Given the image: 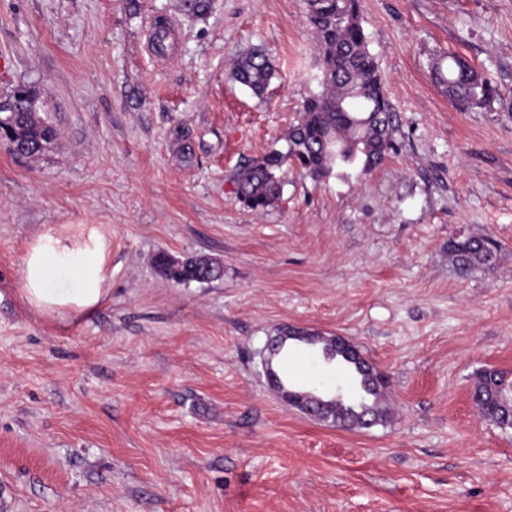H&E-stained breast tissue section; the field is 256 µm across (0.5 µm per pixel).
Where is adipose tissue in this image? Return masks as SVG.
I'll list each match as a JSON object with an SVG mask.
<instances>
[{
    "label": "adipose tissue",
    "instance_id": "adipose-tissue-1",
    "mask_svg": "<svg viewBox=\"0 0 512 512\" xmlns=\"http://www.w3.org/2000/svg\"><path fill=\"white\" fill-rule=\"evenodd\" d=\"M105 245L97 236L66 244L52 233L41 235L28 251L22 269V292L40 312H82L98 304L104 290ZM65 272L71 287L56 288L54 276Z\"/></svg>",
    "mask_w": 512,
    "mask_h": 512
}]
</instances>
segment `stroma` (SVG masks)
I'll use <instances>...</instances> for the list:
<instances>
[{
	"mask_svg": "<svg viewBox=\"0 0 512 512\" xmlns=\"http://www.w3.org/2000/svg\"><path fill=\"white\" fill-rule=\"evenodd\" d=\"M174 4L0 0V96L34 85L57 129L32 157L0 141V512H512V430L471 398L479 371H512V0H360L399 148L363 178L289 167L263 212L234 175L285 150L319 90L305 0H213L199 20ZM252 47L275 67L260 98L231 77ZM446 53L498 87L490 106L449 100L431 76ZM47 232L104 238L95 308L26 300ZM469 237L498 251L463 275L448 244ZM160 252L224 276L175 283ZM286 326L385 372V419L289 407L259 356ZM283 369L357 394L305 346Z\"/></svg>",
	"mask_w": 512,
	"mask_h": 512,
	"instance_id": "obj_1",
	"label": "stroma"
}]
</instances>
